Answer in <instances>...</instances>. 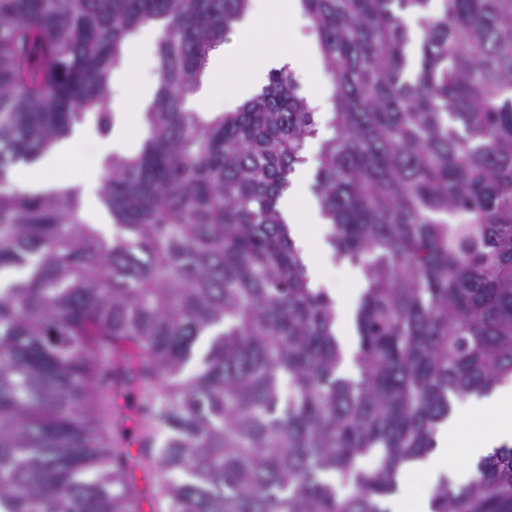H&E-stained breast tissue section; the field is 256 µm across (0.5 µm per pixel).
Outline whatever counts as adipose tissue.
<instances>
[{
    "mask_svg": "<svg viewBox=\"0 0 512 512\" xmlns=\"http://www.w3.org/2000/svg\"><path fill=\"white\" fill-rule=\"evenodd\" d=\"M303 17L300 0H250L244 17L236 24L239 49L231 52L220 46L210 52L198 87L186 99V108L202 113L204 118H213L222 112L221 99L227 97L232 103L243 104L264 83L269 70L287 68L308 79L311 106L323 113L330 112V89L311 80L309 65L314 60V50L303 45L298 35ZM112 82L121 106L116 125L97 146L103 156L132 151L134 143L129 129L137 125L153 96L152 85L141 82L132 58H124L113 68ZM83 137L82 127L74 126L72 134L40 162L19 166L16 184L24 189L53 187L48 172ZM307 180V168L298 167L280 208L301 251L307 276L315 284L319 281V265L327 260L331 249L326 241L328 226L315 197L307 190ZM461 410L475 421L465 444L463 464L453 468L448 463V450L456 440L458 427L457 418L452 417L438 425L434 451L408 465V472L435 480L452 471L464 483L471 477L477 461L502 446L512 445V381L497 385L488 395L469 397Z\"/></svg>",
    "mask_w": 512,
    "mask_h": 512,
    "instance_id": "adipose-tissue-1",
    "label": "adipose tissue"
}]
</instances>
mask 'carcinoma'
<instances>
[{"mask_svg": "<svg viewBox=\"0 0 512 512\" xmlns=\"http://www.w3.org/2000/svg\"><path fill=\"white\" fill-rule=\"evenodd\" d=\"M300 2L332 87L313 195L366 282L349 376L278 209L317 135L300 84L184 108L248 0H0V272L23 271L0 283V512H142L132 465L156 512H386L453 401L512 379V0ZM152 22L109 228L72 188L19 189L87 113L110 133L112 68ZM431 505L512 512V447ZM161 34L162 30L158 27H144L131 36L129 44L136 45L143 55L154 57V46L159 41Z\"/></svg>", "mask_w": 512, "mask_h": 512, "instance_id": "cac0c4a2", "label": "carcinoma"}]
</instances>
